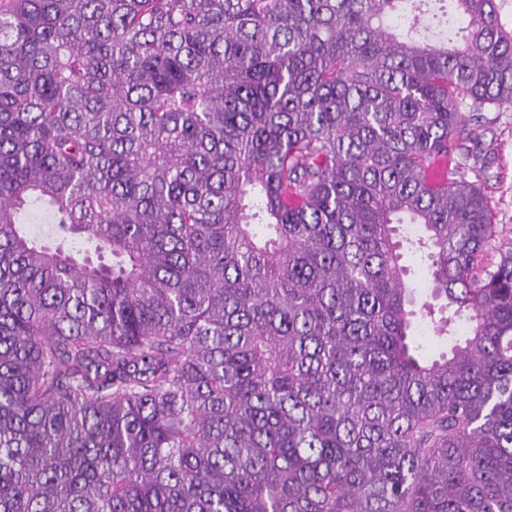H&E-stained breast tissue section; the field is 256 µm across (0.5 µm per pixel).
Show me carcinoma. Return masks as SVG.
<instances>
[{
	"label": "carcinoma",
	"instance_id": "cac0c4a2",
	"mask_svg": "<svg viewBox=\"0 0 512 512\" xmlns=\"http://www.w3.org/2000/svg\"><path fill=\"white\" fill-rule=\"evenodd\" d=\"M452 2L0 9V512H512V238L448 167L512 26Z\"/></svg>",
	"mask_w": 512,
	"mask_h": 512
}]
</instances>
